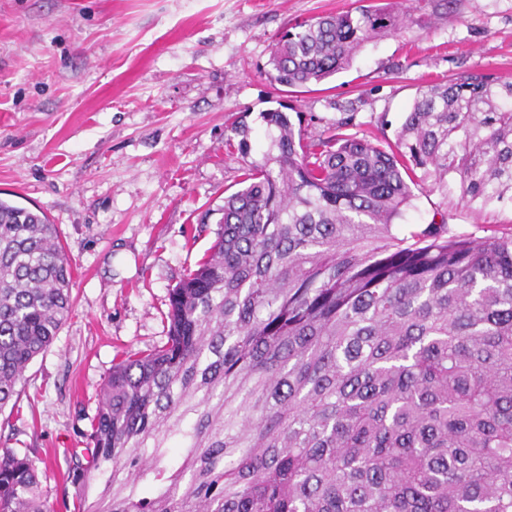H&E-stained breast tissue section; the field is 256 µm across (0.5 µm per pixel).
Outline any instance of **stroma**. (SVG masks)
Returning <instances> with one entry per match:
<instances>
[{"label": "stroma", "instance_id": "obj_1", "mask_svg": "<svg viewBox=\"0 0 512 512\" xmlns=\"http://www.w3.org/2000/svg\"><path fill=\"white\" fill-rule=\"evenodd\" d=\"M356 0H0V198L46 214L72 265L74 310L25 372L0 444L47 460L59 512L69 449L121 354L163 345L169 292L212 246L224 198L287 105L315 139L336 120L394 140L418 89L482 74L512 81V0H427L400 33L294 90L271 84L276 37ZM249 129V154L231 140ZM446 214L458 233L512 234V205L417 193L398 233Z\"/></svg>", "mask_w": 512, "mask_h": 512}]
</instances>
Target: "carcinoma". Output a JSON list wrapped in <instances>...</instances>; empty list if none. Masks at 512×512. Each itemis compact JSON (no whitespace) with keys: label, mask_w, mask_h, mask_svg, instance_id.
I'll return each mask as SVG.
<instances>
[{"label":"carcinoma","mask_w":512,"mask_h":512,"mask_svg":"<svg viewBox=\"0 0 512 512\" xmlns=\"http://www.w3.org/2000/svg\"><path fill=\"white\" fill-rule=\"evenodd\" d=\"M423 2L297 22L268 75L319 84ZM263 119L279 135L171 289L166 343L105 379L65 509L512 512V235L394 224L451 181L467 204L512 203V81L421 87L385 147L347 120L307 141L288 113ZM71 280L56 225L0 199V411L69 318ZM0 512H47L11 448Z\"/></svg>","instance_id":"carcinoma-1"}]
</instances>
